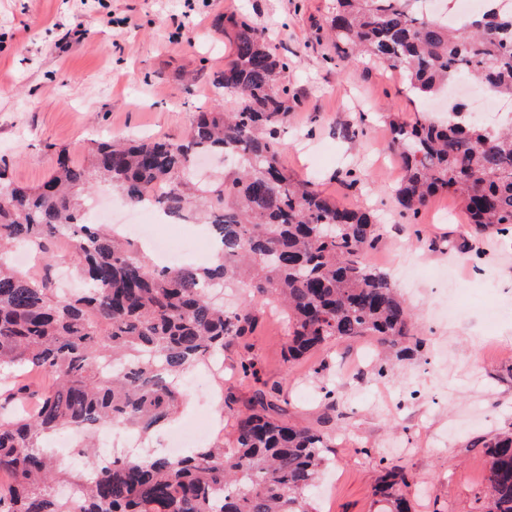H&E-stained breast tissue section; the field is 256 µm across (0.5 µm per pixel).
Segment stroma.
<instances>
[{
	"instance_id": "35a3bbf8",
	"label": "stroma",
	"mask_w": 512,
	"mask_h": 512,
	"mask_svg": "<svg viewBox=\"0 0 512 512\" xmlns=\"http://www.w3.org/2000/svg\"><path fill=\"white\" fill-rule=\"evenodd\" d=\"M0 0V163L12 179L36 186L59 150L84 164L95 141L186 134L194 112L215 97L208 76L231 54L218 15L246 16L277 53L300 54L284 77L303 97L285 124L281 160L289 174L344 206L377 209L382 222L366 262L382 266L414 253L421 268L393 278L424 331L413 359L392 360L362 379L336 372L372 342L339 341L286 365L287 333L269 307L252 335L227 343L224 371L190 370L182 415L208 417L211 440L233 445V418L256 390L268 403L334 438L317 488L316 512H373L383 467L408 474L415 512H487V442L512 432V359L492 343L512 344V235L474 237L459 197L431 199L417 219L403 217L395 190L400 161L388 148L391 121L421 110L400 73L359 57L338 56L326 28L336 0ZM352 173L359 189L349 188ZM251 358L259 382L240 378ZM324 365V376L312 369ZM335 385V410L323 387Z\"/></svg>"
}]
</instances>
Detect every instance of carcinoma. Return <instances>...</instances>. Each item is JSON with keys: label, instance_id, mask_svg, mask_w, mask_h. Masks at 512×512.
<instances>
[{"label": "carcinoma", "instance_id": "cac0c4a2", "mask_svg": "<svg viewBox=\"0 0 512 512\" xmlns=\"http://www.w3.org/2000/svg\"><path fill=\"white\" fill-rule=\"evenodd\" d=\"M426 0H336L329 30L336 53L356 52L399 72L421 100L469 76L512 100V12L486 8L463 26L424 8ZM231 30L232 58L210 85L229 111L194 114L184 139L112 140L77 166L62 149L50 177L17 184L0 166V250L23 246L49 257L68 235L83 293L58 296L0 261V512H311L309 494L333 439L259 407L237 416L235 451L196 448L182 457L155 452L105 462L84 435L85 468H63L44 437L91 423L122 424L143 435L171 422L184 373L224 355V341L250 334L257 308L284 310L288 364L334 341L371 337L398 357L424 343L389 275L365 263L381 225L370 208L343 207L292 178L281 164L282 125L302 105L283 76L294 61L276 53L243 17L215 19ZM389 149L404 176L402 215L416 218L439 193L458 195L473 232L512 233V123L486 129L463 104L448 120L426 114L394 123ZM224 155L231 171L209 188L190 178L194 156ZM109 183L127 205L146 202L204 218L217 235L215 265L154 269L129 238L93 224L78 198L91 181ZM241 284L250 300L216 304L217 286ZM490 512H512V433L487 445ZM407 476L382 470L376 512H413Z\"/></svg>", "mask_w": 512, "mask_h": 512}]
</instances>
